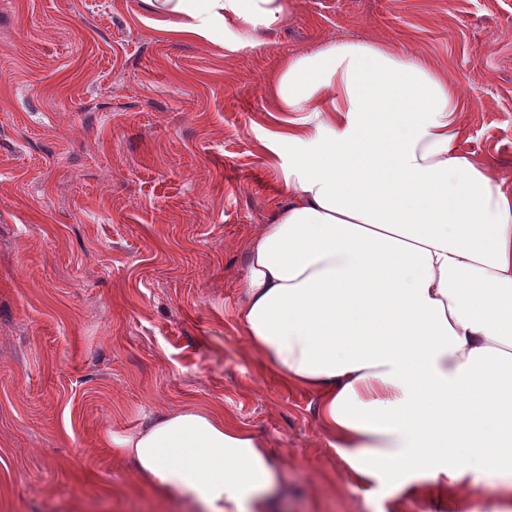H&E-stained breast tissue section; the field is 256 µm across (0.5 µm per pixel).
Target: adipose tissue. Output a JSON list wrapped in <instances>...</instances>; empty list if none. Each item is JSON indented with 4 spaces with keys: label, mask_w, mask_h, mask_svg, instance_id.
<instances>
[{
    "label": "adipose tissue",
    "mask_w": 512,
    "mask_h": 512,
    "mask_svg": "<svg viewBox=\"0 0 512 512\" xmlns=\"http://www.w3.org/2000/svg\"><path fill=\"white\" fill-rule=\"evenodd\" d=\"M175 31L233 34L288 0H146ZM267 93L293 153L285 205L242 245L238 323L316 417L352 491L468 512L494 481L512 512V186L463 150L458 83L424 57L327 40ZM137 481L197 512H280L286 468L250 429L198 406L117 443Z\"/></svg>",
    "instance_id": "1"
}]
</instances>
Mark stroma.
<instances>
[{
	"label": "stroma",
	"mask_w": 512,
	"mask_h": 512,
	"mask_svg": "<svg viewBox=\"0 0 512 512\" xmlns=\"http://www.w3.org/2000/svg\"><path fill=\"white\" fill-rule=\"evenodd\" d=\"M255 35L232 52L144 0H0V512H193L109 447L185 405L286 463L284 512H386L236 320L241 245L286 202L266 85L329 38L418 53L461 86L464 149L512 180V0H294Z\"/></svg>",
	"instance_id": "35a3bbf8"
}]
</instances>
